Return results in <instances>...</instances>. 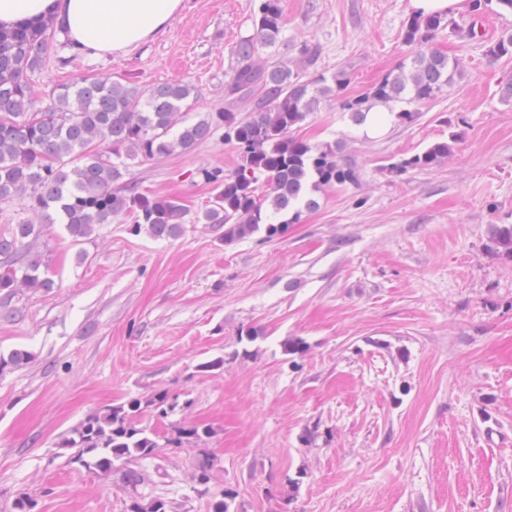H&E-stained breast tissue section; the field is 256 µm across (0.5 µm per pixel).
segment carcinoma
<instances>
[{
    "label": "carcinoma",
    "instance_id": "cac0c4a2",
    "mask_svg": "<svg viewBox=\"0 0 512 512\" xmlns=\"http://www.w3.org/2000/svg\"><path fill=\"white\" fill-rule=\"evenodd\" d=\"M484 11L512 15V0H475L474 14ZM475 26L474 20L410 17L404 38L420 45L417 54L367 92L345 97V71L329 80L307 74L319 54L315 44L296 45L292 65L264 63L260 51L281 42L283 16L279 0H260L253 34L236 46L237 65L224 111L207 112L194 121L187 115L199 90L183 82L142 89L82 80L55 87L48 102L39 106L31 93V77L53 51L68 46L58 40L65 34L63 24L46 20L0 29V199L19 196L34 216L0 234V295L8 301L23 290L55 287L40 242L44 225L58 220L75 241L124 214L132 215L134 235L144 230L159 240L179 237L186 208L177 198L148 195L130 183L114 190L112 184L123 177L127 161L154 160L177 149L191 152L218 127L224 128V140L236 149L239 163L228 174L217 168L199 170L216 194L197 222L222 231L226 243L261 231L267 239L286 235L290 225L301 223L306 212L319 207L315 194L359 182L357 168L343 155V142L311 144L295 136L294 129L331 97L355 125L377 105L388 107L402 124L415 122L418 107L438 98L463 73L459 58L442 54L429 42L446 28L473 38ZM489 53L512 58V31L501 35ZM255 94L256 112L241 116L237 99ZM396 104L404 108L396 112ZM456 141L453 133L390 164L387 171L401 175L432 169L448 159ZM491 241L512 255V224L493 226ZM148 407L165 417L176 404L167 393L158 392L144 401L135 398L112 406L73 427L62 447L74 449L72 460L84 468L110 470L120 463L130 492L128 512H171L166 499L147 500L139 493L153 482L143 461L155 458L162 448L155 433L140 425ZM209 436V428L191 425L179 429L169 444L192 446ZM213 478L212 460L199 458L196 483L205 487Z\"/></svg>",
    "mask_w": 512,
    "mask_h": 512
}]
</instances>
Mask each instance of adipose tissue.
<instances>
[{"mask_svg": "<svg viewBox=\"0 0 512 512\" xmlns=\"http://www.w3.org/2000/svg\"><path fill=\"white\" fill-rule=\"evenodd\" d=\"M184 0H0V28L63 21L73 52L101 57L126 52L165 30Z\"/></svg>", "mask_w": 512, "mask_h": 512, "instance_id": "adipose-tissue-1", "label": "adipose tissue"}]
</instances>
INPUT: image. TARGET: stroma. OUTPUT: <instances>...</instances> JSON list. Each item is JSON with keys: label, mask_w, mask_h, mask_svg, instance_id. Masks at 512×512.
I'll return each instance as SVG.
<instances>
[{"label": "stroma", "mask_w": 512, "mask_h": 512, "mask_svg": "<svg viewBox=\"0 0 512 512\" xmlns=\"http://www.w3.org/2000/svg\"><path fill=\"white\" fill-rule=\"evenodd\" d=\"M259 0H185L166 30L125 54L35 72V100L76 80L198 86L197 113L224 108L234 49ZM283 43L320 48L314 75L345 70L346 96L367 92L419 47L404 39L409 0H280ZM512 16L482 15L476 38L439 32L434 48L466 68L410 125L368 138L338 102L295 136L344 140L358 187L330 188L287 234L227 244L195 221L214 197L200 168L232 172L223 129L193 151L132 161L124 182L186 206L179 238L128 230L129 219L72 241L48 228L55 288L0 302V354L27 364L0 375V512H127L120 469L86 470L61 447L88 415L168 392L165 437L195 424L211 435L161 449L146 497L173 512H211L233 489L234 512H512V255L490 239L512 224V58L487 49ZM457 132L440 166L394 176L389 164ZM258 337L243 343L248 331ZM308 349L285 354L284 340ZM220 357L222 369L200 363ZM214 461L208 489L192 480Z\"/></svg>", "instance_id": "1"}]
</instances>
